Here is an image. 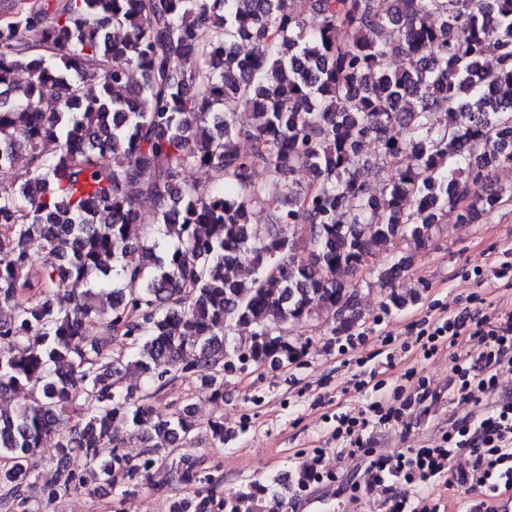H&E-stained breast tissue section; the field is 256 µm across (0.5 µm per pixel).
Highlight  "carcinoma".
<instances>
[{"label":"carcinoma","mask_w":512,"mask_h":512,"mask_svg":"<svg viewBox=\"0 0 512 512\" xmlns=\"http://www.w3.org/2000/svg\"><path fill=\"white\" fill-rule=\"evenodd\" d=\"M375 2L0 0V170L28 176L0 182V394L17 399L0 409V512L24 507L28 460L62 418L48 499L84 487L75 461L107 443L100 480L134 493L156 466L150 443L190 446L198 420L191 402L157 413L125 376L160 391L171 372L222 398L246 361L300 362L315 318L351 335L357 289L341 272L383 256L402 308L417 292L396 241L426 248L444 217L482 224L512 202L497 182L512 171V0ZM190 167L222 189L199 196ZM259 168L281 187L265 227ZM144 209L165 240L140 234ZM244 264L249 277L229 274ZM72 279L89 288L61 295ZM241 325L250 336L233 338ZM169 469L187 490L170 512H215L196 459Z\"/></svg>","instance_id":"obj_1"}]
</instances>
